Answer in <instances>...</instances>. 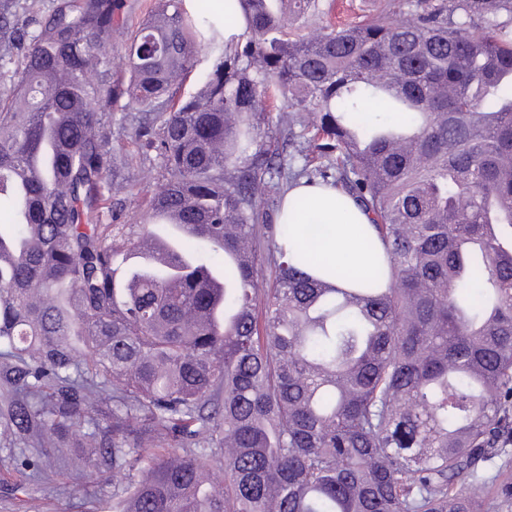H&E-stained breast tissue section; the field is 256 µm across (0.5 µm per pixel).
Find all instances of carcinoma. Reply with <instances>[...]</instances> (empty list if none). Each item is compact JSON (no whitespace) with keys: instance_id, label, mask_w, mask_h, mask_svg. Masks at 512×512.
Masks as SVG:
<instances>
[{"instance_id":"cac0c4a2","label":"carcinoma","mask_w":512,"mask_h":512,"mask_svg":"<svg viewBox=\"0 0 512 512\" xmlns=\"http://www.w3.org/2000/svg\"><path fill=\"white\" fill-rule=\"evenodd\" d=\"M240 2L227 48L159 0L116 77L117 0H0V438L32 480L63 448L110 463L114 512H480L512 463V0H382L313 36L289 17L321 0ZM114 139L162 178L141 224L112 223ZM287 173L368 216L387 287L293 261ZM168 214L173 254L117 280Z\"/></svg>"}]
</instances>
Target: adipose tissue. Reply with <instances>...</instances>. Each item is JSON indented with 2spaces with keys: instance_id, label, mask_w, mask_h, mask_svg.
I'll list each match as a JSON object with an SVG mask.
<instances>
[{
  "instance_id": "ef3b65f1",
  "label": "adipose tissue",
  "mask_w": 512,
  "mask_h": 512,
  "mask_svg": "<svg viewBox=\"0 0 512 512\" xmlns=\"http://www.w3.org/2000/svg\"><path fill=\"white\" fill-rule=\"evenodd\" d=\"M208 22L219 26L225 46L235 45L247 29L239 0H209ZM234 23H227V16ZM279 223L290 225L300 246L307 270L320 277L340 271L346 285L369 280L383 260L382 250L365 241L372 229L368 217L336 188L299 184L284 195Z\"/></svg>"
}]
</instances>
